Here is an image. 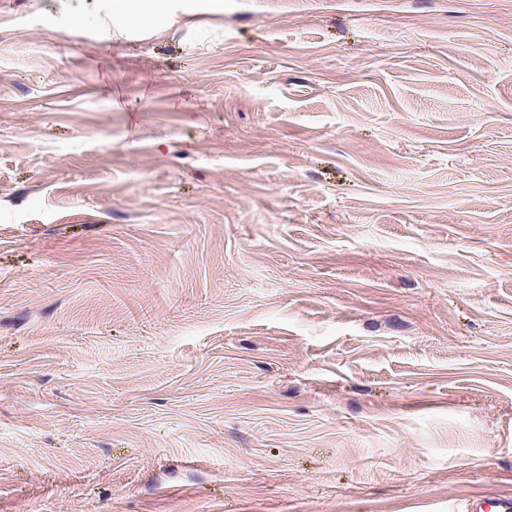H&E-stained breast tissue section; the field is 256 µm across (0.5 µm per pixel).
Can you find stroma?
<instances>
[{
  "instance_id": "1",
  "label": "stroma",
  "mask_w": 512,
  "mask_h": 512,
  "mask_svg": "<svg viewBox=\"0 0 512 512\" xmlns=\"http://www.w3.org/2000/svg\"><path fill=\"white\" fill-rule=\"evenodd\" d=\"M0 0V512L512 496V0Z\"/></svg>"
}]
</instances>
